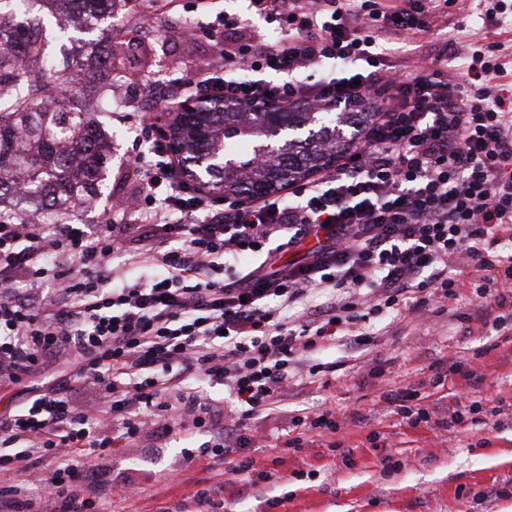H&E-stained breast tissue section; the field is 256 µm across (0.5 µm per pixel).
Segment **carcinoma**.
Returning a JSON list of instances; mask_svg holds the SVG:
<instances>
[{
    "label": "carcinoma",
    "instance_id": "cac0c4a2",
    "mask_svg": "<svg viewBox=\"0 0 512 512\" xmlns=\"http://www.w3.org/2000/svg\"><path fill=\"white\" fill-rule=\"evenodd\" d=\"M21 22L6 23L0 15V205L5 197L27 202L56 214L62 223L90 203L107 180L112 141L100 130L98 115L120 103L105 78L112 73V56L122 51L126 32H111L105 56L85 59L57 55L53 41L65 38L72 25L93 30L112 18L116 0H7ZM56 18L45 24L44 9ZM101 81L96 100L87 98L76 73ZM375 117L369 103L325 120L299 104L275 112H226L208 143L190 134L180 139L181 162L192 177L205 184L248 198L261 189L297 182L327 166L332 149L351 148L358 131ZM277 140L278 147L259 164L255 145L259 133ZM218 146L237 164L222 172L203 171L198 160Z\"/></svg>",
    "mask_w": 512,
    "mask_h": 512
}]
</instances>
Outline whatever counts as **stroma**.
<instances>
[{
  "label": "stroma",
  "mask_w": 512,
  "mask_h": 512,
  "mask_svg": "<svg viewBox=\"0 0 512 512\" xmlns=\"http://www.w3.org/2000/svg\"><path fill=\"white\" fill-rule=\"evenodd\" d=\"M179 12L167 15L165 26H157L153 13L140 15L141 26L155 34L143 38L132 29V47L116 56L113 71L136 73L133 81H113L112 91L126 102L124 109L99 115L101 128L112 139L110 177L92 206L82 209L74 223L94 229L101 224H141L137 212L116 214L114 198L140 194L143 184L141 163L135 161L131 144L135 136L134 113L144 98L154 95L158 83L175 84L192 76L196 67L218 60L225 37L243 43L279 39L276 25L268 23L250 7L249 0H180ZM467 13L449 12L435 22L420 39V55L432 58L439 50L448 52V69L463 71V47L470 38L501 43L500 55L512 82V25L498 24L487 17L484 5L469 0ZM238 17L239 28L228 31L224 15ZM476 301L464 291L448 304L440 316L391 315L373 321V344L359 350L335 342L314 360H302L294 384L276 411L260 416L257 424L270 437L288 433L294 410L330 402L342 411L339 433L344 447L353 451V466L314 443L290 452L280 466L279 480L257 481L247 493L224 491V512H512V330L496 337L486 336L475 318ZM490 345L492 351L480 364L484 379L470 386L461 377L446 384L450 393L465 400L481 401L494 407L504 402L507 414L496 428H458L450 433L435 425L411 428L400 423L382 395L408 383L429 379L437 360L473 353ZM381 358L385 374L374 386H366L362 375L372 358ZM343 362L342 370L330 373L328 385L309 380L312 362ZM380 432L385 448L372 447L370 432ZM210 433L186 440L173 435L162 439L144 431L120 452L103 456L94 478L96 487L110 495L111 512H158L160 507H177L188 502L211 477L205 457L198 453ZM196 450L188 458L187 450ZM391 450L396 465L383 469L378 459ZM306 471L294 480V470ZM280 498V505L267 501Z\"/></svg>",
  "instance_id": "obj_1"
}]
</instances>
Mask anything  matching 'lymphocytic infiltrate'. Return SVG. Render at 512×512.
I'll list each match as a JSON object with an SVG mask.
<instances>
[{
	"instance_id": "1",
	"label": "lymphocytic infiltrate",
	"mask_w": 512,
	"mask_h": 512,
	"mask_svg": "<svg viewBox=\"0 0 512 512\" xmlns=\"http://www.w3.org/2000/svg\"><path fill=\"white\" fill-rule=\"evenodd\" d=\"M459 0H251L281 40L224 43L222 61L198 69L191 92L230 101L303 103L315 112L382 95L376 120L355 148L287 193L257 201L220 199L193 186L171 152L158 113L143 114L132 142L145 161L138 199L116 203L144 217L135 238L115 225L0 224V391L17 389L50 362L65 378L34 390L0 418V508L18 512L13 478L47 462L40 512H108L86 497L99 459L144 429L159 437L207 432L223 422L209 457L224 477L196 490L195 512H223L224 486L256 471L242 455L257 419L288 392L301 358L336 340L365 346L374 318L441 314L471 287L479 318L500 331L512 312V84L500 43L470 45L462 74L385 56L388 37L417 38ZM306 256L273 271L276 254L308 238ZM133 263L161 279L116 274L112 256L128 242ZM465 255L476 276H449ZM255 257L241 266L244 256ZM49 283L36 302L15 285ZM338 296L321 310L288 317L308 292ZM211 385L226 395L208 394ZM90 386L99 405L75 396ZM386 400L409 427L446 431L500 415V407L450 399L440 407L411 383ZM336 406L298 410L292 435L267 447L281 465L311 438L339 448Z\"/></svg>"
}]
</instances>
